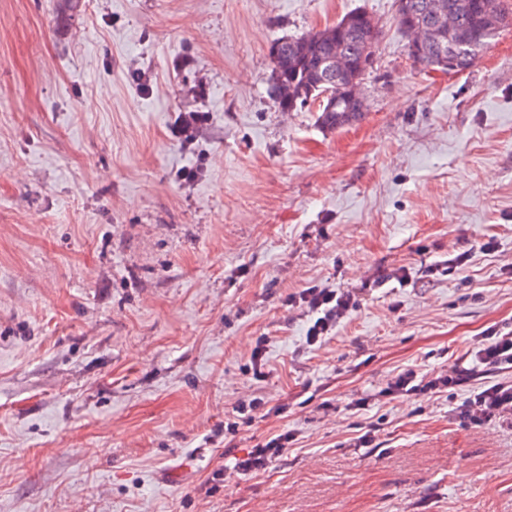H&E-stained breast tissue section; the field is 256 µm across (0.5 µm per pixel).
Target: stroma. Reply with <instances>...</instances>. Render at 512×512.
Segmentation results:
<instances>
[{
    "label": "stroma",
    "mask_w": 512,
    "mask_h": 512,
    "mask_svg": "<svg viewBox=\"0 0 512 512\" xmlns=\"http://www.w3.org/2000/svg\"><path fill=\"white\" fill-rule=\"evenodd\" d=\"M358 8L383 27L364 118L280 111L271 42ZM394 14L0 0V512H512V425L465 423L468 386L348 408L512 324V28L425 72ZM184 112L209 117L187 148ZM312 284L362 291L319 346L286 303ZM254 393L273 413L225 435ZM287 429L265 470L225 476V452Z\"/></svg>",
    "instance_id": "1"
}]
</instances>
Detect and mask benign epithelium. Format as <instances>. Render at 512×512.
<instances>
[{"mask_svg":"<svg viewBox=\"0 0 512 512\" xmlns=\"http://www.w3.org/2000/svg\"><path fill=\"white\" fill-rule=\"evenodd\" d=\"M463 9L473 11L489 32L512 25V18L502 13L498 0H469L465 4L457 0H426L425 10L432 22L428 25L412 22L405 26L406 51L415 58L432 53L437 57L441 71L454 73L459 55L464 52H477L482 47L481 38L456 27V14ZM373 63L374 54L368 50L355 63L339 54L329 59L321 80V105L327 106V111L331 112L344 100L351 110L367 111L361 82L354 80L347 83L344 77L351 71L364 73Z\"/></svg>","mask_w":512,"mask_h":512,"instance_id":"1","label":"benign epithelium"}]
</instances>
